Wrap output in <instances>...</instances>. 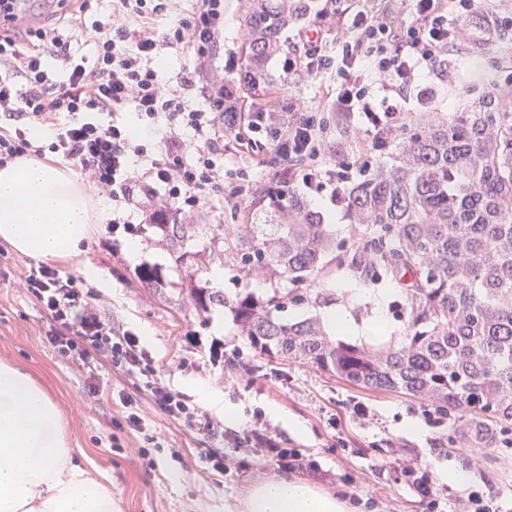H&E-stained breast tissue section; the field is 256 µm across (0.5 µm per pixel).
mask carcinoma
I'll list each match as a JSON object with an SVG mask.
<instances>
[{
	"label": "carcinoma",
	"mask_w": 512,
	"mask_h": 512,
	"mask_svg": "<svg viewBox=\"0 0 512 512\" xmlns=\"http://www.w3.org/2000/svg\"><path fill=\"white\" fill-rule=\"evenodd\" d=\"M322 6L247 0L239 70L247 93L272 89L271 60L295 48L288 32ZM328 141L338 164L371 153L365 174L344 189L354 224L347 242L336 244L277 154L267 164L278 178L251 195L250 222L215 227L224 264L251 266L259 282L275 288L286 281L303 292L228 297L184 251L176 258L184 268L179 294L202 317L216 305L228 309L242 339L263 355L465 415L460 442L494 446L512 429V97L480 94L450 112L429 90L373 149L337 112ZM334 268L407 280L406 333L379 346L357 344L332 337L316 315L289 322L273 314L289 300L317 303V289L328 285ZM136 279L144 288L164 285L152 267L138 270Z\"/></svg>",
	"instance_id": "1"
}]
</instances>
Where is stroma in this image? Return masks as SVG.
<instances>
[{
	"label": "stroma",
	"instance_id": "35a3bbf8",
	"mask_svg": "<svg viewBox=\"0 0 512 512\" xmlns=\"http://www.w3.org/2000/svg\"><path fill=\"white\" fill-rule=\"evenodd\" d=\"M60 28L71 40V52L86 64H94L96 35L85 27L83 17L70 0L57 11ZM246 16V0H224V39L210 57L219 61L238 59ZM512 56V28L483 29L479 42L450 57L442 79L432 80L436 91L454 95L493 84L507 74L501 62ZM335 78H313L300 82L279 80L271 96L281 108L295 100L306 102L311 111H323ZM96 208L84 252L55 258L56 266L82 271L93 264L102 273L96 285L113 327L138 333L150 351L158 375L172 388L186 394L199 412L223 421L224 409L237 412L236 425L225 424L226 437L217 441L206 432L168 420L157 413L131 379L113 372L108 361L95 357L100 400L85 392L87 374L73 359L55 353L38 334L42 312L16 278L31 261L30 256L9 251L0 257V359L23 364L38 376L57 399L66 419L71 445L88 458L92 475H106L112 482V498L119 512H240L242 500L260 481L282 476V469L260 459L254 449L236 446L231 435L258 426L277 436L282 447L298 450L304 459L317 462L320 471L346 474L351 484L323 482L318 473L297 471V478L333 495L348 494L359 500L360 512H429L428 505L399 481L396 459L423 464L439 493L441 512H458L461 500L479 491L512 507V441L494 448L459 446V418L438 414L434 407L410 397L387 391H371L350 385L302 363L281 362L254 351L237 334L231 314L213 307L198 317L187 298L178 294L181 267L174 262L173 244L149 229L137 238L124 232L110 233L106 220L114 203L94 195ZM246 203L221 197L213 199L196 214H186L182 223L201 225L185 248L194 253L202 274L228 295L258 292L254 282H240L235 270L226 268L220 239L205 232L208 224H230L243 217ZM140 247L138 259H130V242ZM156 268L165 279L162 293L140 287L135 272ZM404 283L380 280L356 283L344 270L336 271L315 306L289 303L285 319L310 313L346 311L352 328L345 340L379 345L402 334L408 324L403 305ZM384 318L382 332H371L377 318ZM224 344L225 362L208 358L211 342ZM207 388L224 400L223 410L208 408L200 397ZM122 388L129 393L140 413L156 429L159 439L145 445L144 453L112 445L110 420L117 408L110 395ZM365 407L367 419L355 410ZM224 445V470L216 472L205 460L209 448ZM468 473L466 484L450 482L451 470Z\"/></svg>",
	"mask_w": 512,
	"mask_h": 512
}]
</instances>
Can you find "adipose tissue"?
Segmentation results:
<instances>
[{
    "label": "adipose tissue",
    "instance_id": "ef3b65f1",
    "mask_svg": "<svg viewBox=\"0 0 512 512\" xmlns=\"http://www.w3.org/2000/svg\"><path fill=\"white\" fill-rule=\"evenodd\" d=\"M92 206L60 168L33 157L0 167V239L24 255L82 252ZM0 512H116L110 486L70 446L54 396L23 365L0 359ZM241 512H352L348 501L288 476L256 483Z\"/></svg>",
    "mask_w": 512,
    "mask_h": 512
}]
</instances>
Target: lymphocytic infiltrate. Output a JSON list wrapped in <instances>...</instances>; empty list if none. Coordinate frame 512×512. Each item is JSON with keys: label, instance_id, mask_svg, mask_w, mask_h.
<instances>
[{"label": "lymphocytic infiltrate", "instance_id": "f902f5d3", "mask_svg": "<svg viewBox=\"0 0 512 512\" xmlns=\"http://www.w3.org/2000/svg\"><path fill=\"white\" fill-rule=\"evenodd\" d=\"M163 4L147 0H115L112 12L94 19L97 56L85 66L71 56V45L50 25H22L17 0H0V166L17 159L53 155L70 166L99 193L137 207L136 219L114 213L112 229L135 231L137 224H172L184 213L204 208L224 194V162L244 143L243 132L264 134L271 150L324 161L326 129L305 102L292 112H229L234 96L229 72L234 64L211 68L208 52L224 36V0H195L188 17L165 31L130 27L132 19ZM498 23L494 0H412L410 10L388 18L358 7L356 0H336V13L317 12L308 26L295 31L293 42H321L332 34L336 52L314 62L307 54H291L281 63L289 77L336 75V94L326 102L329 112L354 118L355 133L369 145L401 120L408 97L421 89L425 76L444 70L454 48L477 42L470 27L475 12ZM182 49L202 65L185 78L205 105L187 108L177 90L160 83L156 66L163 49ZM62 60L67 81L55 80L48 58ZM135 109L142 124L164 131V149L146 171L132 169V157L144 144L119 119ZM49 133L48 141L30 134L31 126ZM39 304L46 320L43 341L56 352L79 361L104 354L112 365L136 379L157 409L169 419L223 435L219 422L198 414L188 397L164 383L151 356L132 330H114L96 291L84 279L56 266L33 264L19 277ZM237 443L261 449L279 467L300 468L296 450L254 427Z\"/></svg>", "mask_w": 512, "mask_h": 512}]
</instances>
